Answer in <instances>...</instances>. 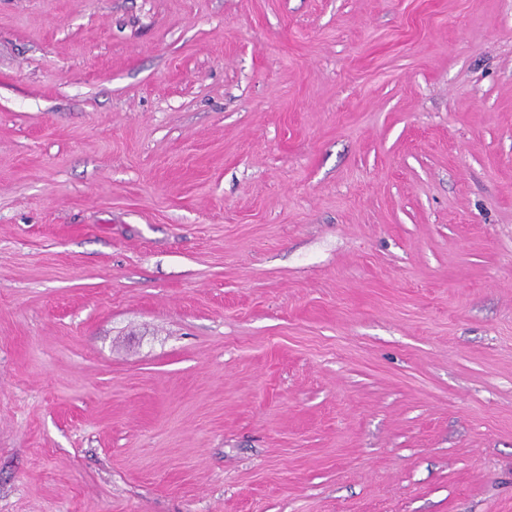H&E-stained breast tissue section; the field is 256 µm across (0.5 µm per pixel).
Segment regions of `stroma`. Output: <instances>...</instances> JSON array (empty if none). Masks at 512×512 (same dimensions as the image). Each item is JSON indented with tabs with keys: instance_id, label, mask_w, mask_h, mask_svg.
I'll use <instances>...</instances> for the list:
<instances>
[{
	"instance_id": "obj_1",
	"label": "stroma",
	"mask_w": 512,
	"mask_h": 512,
	"mask_svg": "<svg viewBox=\"0 0 512 512\" xmlns=\"http://www.w3.org/2000/svg\"><path fill=\"white\" fill-rule=\"evenodd\" d=\"M0 512H512V0H0Z\"/></svg>"
}]
</instances>
